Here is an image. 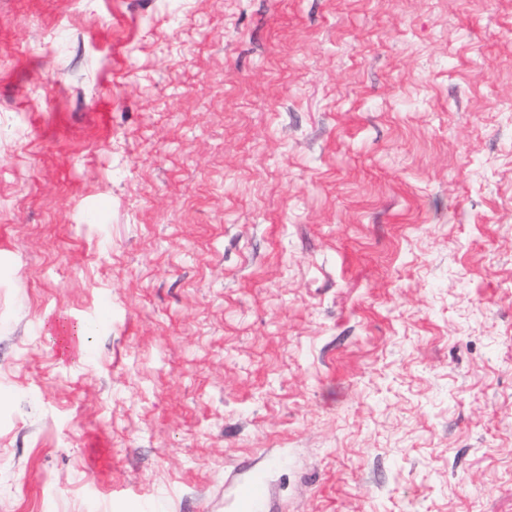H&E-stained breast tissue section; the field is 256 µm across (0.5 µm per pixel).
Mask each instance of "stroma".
I'll list each match as a JSON object with an SVG mask.
<instances>
[{
  "mask_svg": "<svg viewBox=\"0 0 512 512\" xmlns=\"http://www.w3.org/2000/svg\"><path fill=\"white\" fill-rule=\"evenodd\" d=\"M512 512V0H0V512Z\"/></svg>",
  "mask_w": 512,
  "mask_h": 512,
  "instance_id": "stroma-1",
  "label": "stroma"
}]
</instances>
